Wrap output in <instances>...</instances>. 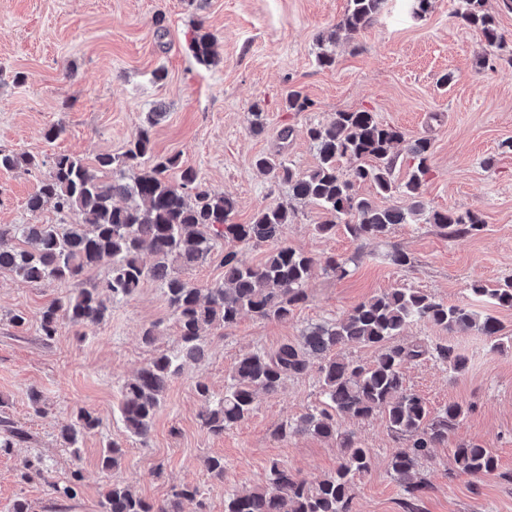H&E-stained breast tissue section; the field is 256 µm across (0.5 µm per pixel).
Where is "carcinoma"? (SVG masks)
Returning <instances> with one entry per match:
<instances>
[{
  "label": "carcinoma",
  "instance_id": "cac0c4a2",
  "mask_svg": "<svg viewBox=\"0 0 512 512\" xmlns=\"http://www.w3.org/2000/svg\"><path fill=\"white\" fill-rule=\"evenodd\" d=\"M455 12L458 24L479 31L490 46H501L495 18L485 9L486 0H460ZM383 0H348L344 18L337 25L349 38L369 27L380 12ZM189 51L201 64H211L218 56L217 40L197 27ZM289 110L305 112L312 102L297 90L286 97ZM317 147L319 163L308 172H297L274 155L261 157L257 166L276 181L288 185L296 199L314 202L328 218L315 225L322 235L335 232L336 221L345 219L347 232L356 240L380 238L394 224H434L447 237H462L482 230L484 222L475 214L452 210L429 213L421 204L408 209L381 206L376 198H387L402 190L416 198L429 172L431 142L418 138L408 146L413 165L403 185L392 174L395 145L405 140L397 127L377 121L366 110L338 112L324 123L307 129ZM20 165L39 168L33 155L7 153L0 149V169ZM357 183H369L375 196L353 192ZM65 216L71 224H0V271H9L23 281L40 285L52 280H81L86 270L101 263L111 265L105 283L92 284L56 300L40 314L38 332L53 339L63 323L86 329L102 324L108 308L101 298L107 292L114 298L135 293L147 278L165 286L169 309L175 319L181 348L175 353L159 352L136 375L123 383L119 414L126 432L147 443L153 421L163 404L168 382L187 361L205 354V326L224 328L237 322L243 312L262 319L285 320L308 298L306 285L318 259L278 243L283 225L292 221L293 212L284 204L261 209L250 224L232 221L235 201L203 185L199 172L181 164L177 155L154 152L151 127L141 128L121 154H101L86 164L75 156L60 154L52 159L48 177L37 194L28 200L32 212L45 205ZM21 239L26 249L4 247L8 239ZM253 246L270 244L264 260L250 264L238 252L222 256L224 280L199 288L173 274V265L193 266L205 262L219 241ZM147 251L155 258L153 266L142 265ZM473 292L494 307L512 309V280L493 287L477 285ZM427 321L450 332L476 329L488 337L491 349L503 350L512 336L501 334L502 326L491 313L449 305L430 295L406 288H394L354 306L333 322L317 325L297 342H285L273 352L255 351L235 363L231 382L224 395L216 397L209 385H195L206 409L201 425L213 434L245 420L254 410L258 391L274 392L287 376H298L310 367V356L322 357L319 365L324 407L281 425L279 432L310 431L333 439L341 448L336 472L316 484H308L278 463H272L267 485L245 494L224 499V512H349L354 478L370 469V449L358 446L340 431L336 418L367 419L385 415L393 432L407 437L409 444L390 461L392 473L413 492L421 485L412 482L419 462L430 449L448 441V434L463 420L467 408L450 403L433 412L426 401L404 384V364L433 357L462 375L469 359L453 346L425 342L387 345L409 325ZM359 344L378 347L371 364L329 355L334 349ZM100 426L98 415L86 408L73 414L61 430L64 444L79 455L85 435ZM26 432L7 422L0 423V453H9ZM456 468L481 479L497 473L498 457L491 448L461 442L451 449ZM123 456L120 443L111 441L101 456L102 468L109 470ZM47 466L41 458L28 459L22 479L43 478ZM83 475L76 468L54 485L61 499L77 495ZM201 495L196 485H183L171 498L151 503L135 495L128 486L114 482L104 494L101 512H179L181 501Z\"/></svg>",
  "mask_w": 512,
  "mask_h": 512
}]
</instances>
